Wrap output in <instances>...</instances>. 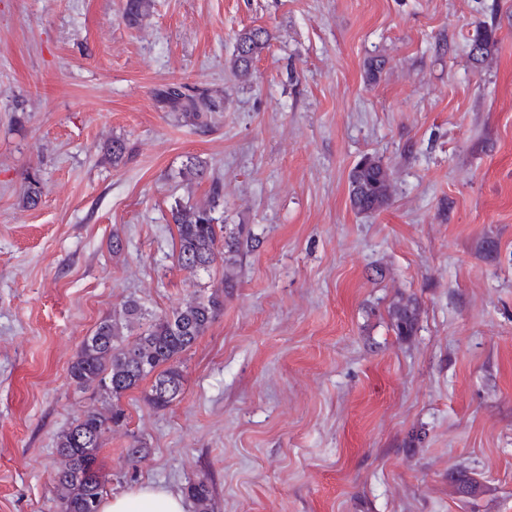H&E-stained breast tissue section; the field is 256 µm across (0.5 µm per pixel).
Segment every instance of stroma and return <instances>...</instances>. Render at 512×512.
I'll return each mask as SVG.
<instances>
[{
  "label": "stroma",
  "instance_id": "stroma-1",
  "mask_svg": "<svg viewBox=\"0 0 512 512\" xmlns=\"http://www.w3.org/2000/svg\"><path fill=\"white\" fill-rule=\"evenodd\" d=\"M124 2L0 0V512H60L58 433L116 405L107 498L204 476L214 512H512V0H150L134 26ZM253 27L270 47L244 80ZM170 84L216 102L206 126L159 101ZM367 155L392 173L372 215L348 195ZM196 159L224 182L217 217L260 240L238 287L168 409L146 382L75 389L125 302L157 317L219 285L176 260L172 208L208 200L181 175ZM458 466L484 493H453ZM269 46V35L265 29L258 27L241 32L236 40V47L231 59V67L240 77L250 74L252 64ZM392 327L397 336H411L417 329L419 306L411 296L400 297L389 308Z\"/></svg>",
  "mask_w": 512,
  "mask_h": 512
}]
</instances>
